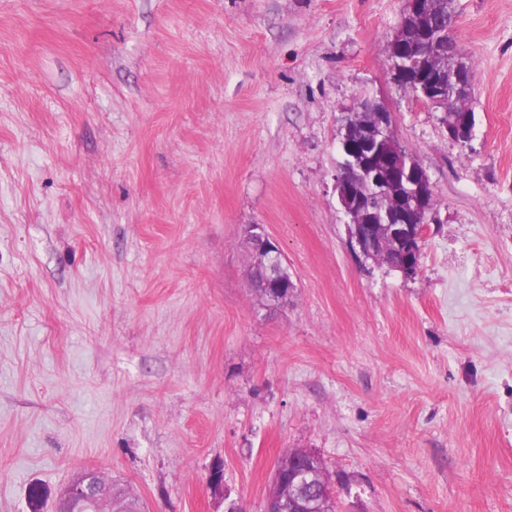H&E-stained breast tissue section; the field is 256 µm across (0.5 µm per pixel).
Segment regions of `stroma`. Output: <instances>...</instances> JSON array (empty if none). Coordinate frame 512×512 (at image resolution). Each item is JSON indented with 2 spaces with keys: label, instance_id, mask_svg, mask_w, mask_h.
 Listing matches in <instances>:
<instances>
[{
  "label": "stroma",
  "instance_id": "obj_1",
  "mask_svg": "<svg viewBox=\"0 0 512 512\" xmlns=\"http://www.w3.org/2000/svg\"><path fill=\"white\" fill-rule=\"evenodd\" d=\"M405 0H0V512L92 470L144 512H512V0H454L474 138L395 84ZM439 198L410 278L352 252L343 112ZM263 225L296 284L248 283ZM303 458L316 465L320 459L319 453L313 448H290L281 458V464L275 467L264 495V512H310L312 509L307 490L315 479L332 485L325 475L318 476L315 469L297 470L293 480L287 483L281 477L283 465L289 461L296 463Z\"/></svg>",
  "mask_w": 512,
  "mask_h": 512
}]
</instances>
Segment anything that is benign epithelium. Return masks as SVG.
Segmentation results:
<instances>
[{
    "label": "benign epithelium",
    "mask_w": 512,
    "mask_h": 512,
    "mask_svg": "<svg viewBox=\"0 0 512 512\" xmlns=\"http://www.w3.org/2000/svg\"><path fill=\"white\" fill-rule=\"evenodd\" d=\"M433 0H407V9L400 26L391 42L388 67L391 74L407 83L416 98L431 104L452 97L466 100L473 88V74L459 66H434L422 51L408 52L402 44V34L412 18L422 17L432 11ZM356 111L371 109L369 119L345 129L341 141L346 155L347 168L355 171L372 186V192L379 200L392 195L396 184L402 185L403 195L409 199L410 211L424 215V221L417 222L403 213H396L387 207H379L378 224L393 245L405 255L421 252L426 224L434 220V212L427 207V198L434 184L422 167L406 164L408 152L398 146L391 136L393 113L386 106L361 98L354 103ZM448 135L459 143L472 138L473 121L470 111L465 110L459 119L446 125ZM359 182L335 175V191L349 223H356L357 206L363 203ZM254 256V267L262 273V299L271 304L288 301L295 284L284 273V259L279 247L262 232L249 237ZM303 458L313 464L320 459L313 448H290L281 458V465L275 467L264 495V512H311V501L307 490L315 479L329 482L314 469H300L292 481L281 477L282 466L295 463ZM90 502L97 506L112 505L107 498L106 488L95 471H88L72 481L57 496V512H66L73 504Z\"/></svg>",
    "instance_id": "benign-epithelium-1"
}]
</instances>
